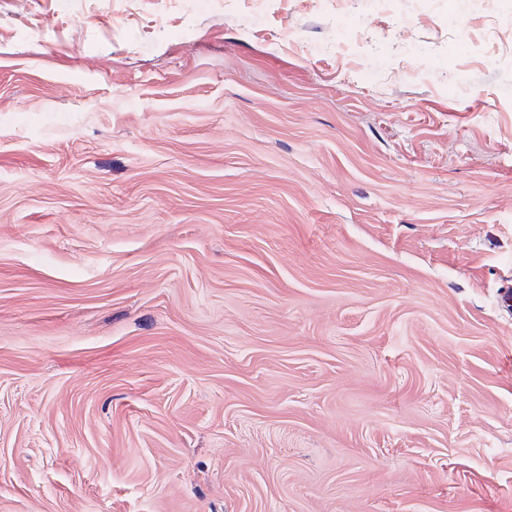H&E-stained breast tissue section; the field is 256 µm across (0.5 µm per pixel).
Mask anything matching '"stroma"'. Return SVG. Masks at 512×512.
Segmentation results:
<instances>
[{"instance_id": "stroma-1", "label": "stroma", "mask_w": 512, "mask_h": 512, "mask_svg": "<svg viewBox=\"0 0 512 512\" xmlns=\"http://www.w3.org/2000/svg\"><path fill=\"white\" fill-rule=\"evenodd\" d=\"M512 0H0V512H512Z\"/></svg>"}]
</instances>
